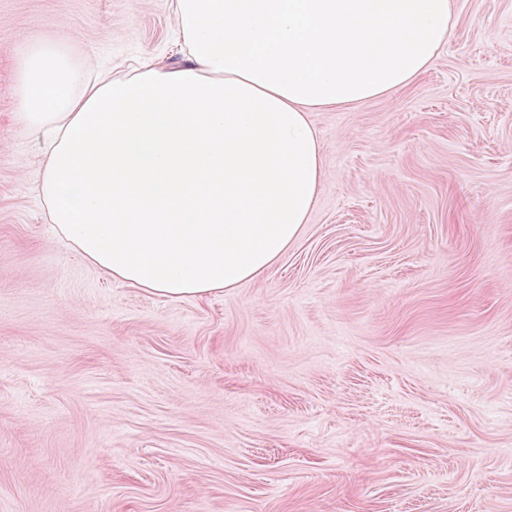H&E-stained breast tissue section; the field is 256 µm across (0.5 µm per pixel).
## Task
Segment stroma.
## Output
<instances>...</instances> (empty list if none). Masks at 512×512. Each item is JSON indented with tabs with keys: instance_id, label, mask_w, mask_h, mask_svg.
I'll return each mask as SVG.
<instances>
[{
	"instance_id": "obj_1",
	"label": "stroma",
	"mask_w": 512,
	"mask_h": 512,
	"mask_svg": "<svg viewBox=\"0 0 512 512\" xmlns=\"http://www.w3.org/2000/svg\"><path fill=\"white\" fill-rule=\"evenodd\" d=\"M178 65L171 0H0V512H512V0L406 88L311 112L265 274L169 300L54 238L22 35Z\"/></svg>"
}]
</instances>
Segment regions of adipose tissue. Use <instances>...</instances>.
Instances as JSON below:
<instances>
[{"label": "adipose tissue", "instance_id": "adipose-tissue-1", "mask_svg": "<svg viewBox=\"0 0 512 512\" xmlns=\"http://www.w3.org/2000/svg\"><path fill=\"white\" fill-rule=\"evenodd\" d=\"M185 59L90 76L29 45L17 83L46 162L48 221L93 266L166 299L263 275L326 178L309 114L363 106L423 75L452 0H173Z\"/></svg>", "mask_w": 512, "mask_h": 512}]
</instances>
